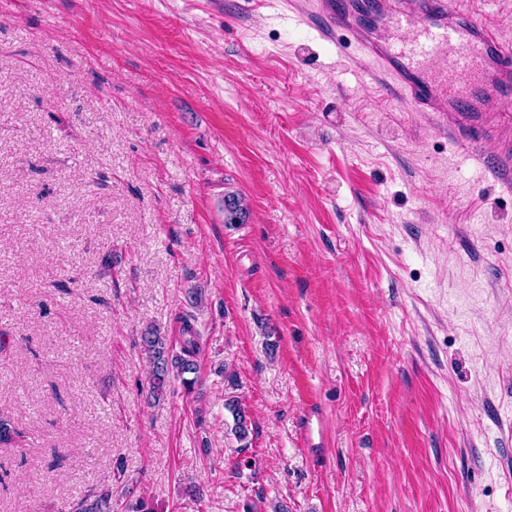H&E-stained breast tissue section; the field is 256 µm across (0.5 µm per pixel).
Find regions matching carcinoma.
<instances>
[{"label": "carcinoma", "instance_id": "obj_1", "mask_svg": "<svg viewBox=\"0 0 512 512\" xmlns=\"http://www.w3.org/2000/svg\"><path fill=\"white\" fill-rule=\"evenodd\" d=\"M249 211L242 198L236 194L224 197V223L244 224ZM141 347L147 354L151 373L149 377V395L156 402L165 400L170 384L174 380L181 383L186 394L194 392L199 383L198 355L201 350L200 336L189 318L181 319L179 351H174L167 337L153 328H147L140 336ZM226 409L232 414V432L240 442L248 440L250 419L245 410L235 400L226 403ZM22 438L7 419L0 417V443L17 444ZM74 512H113L112 493L108 491L92 492L85 495Z\"/></svg>", "mask_w": 512, "mask_h": 512}]
</instances>
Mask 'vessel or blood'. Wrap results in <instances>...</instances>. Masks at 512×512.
I'll use <instances>...</instances> for the list:
<instances>
[{"mask_svg":"<svg viewBox=\"0 0 512 512\" xmlns=\"http://www.w3.org/2000/svg\"><path fill=\"white\" fill-rule=\"evenodd\" d=\"M321 16L324 37L372 64L415 112H433L437 129L470 160L484 143L503 144L498 169L512 175V41L473 17L468 0H299Z\"/></svg>","mask_w":512,"mask_h":512,"instance_id":"obj_1","label":"vessel or blood"}]
</instances>
